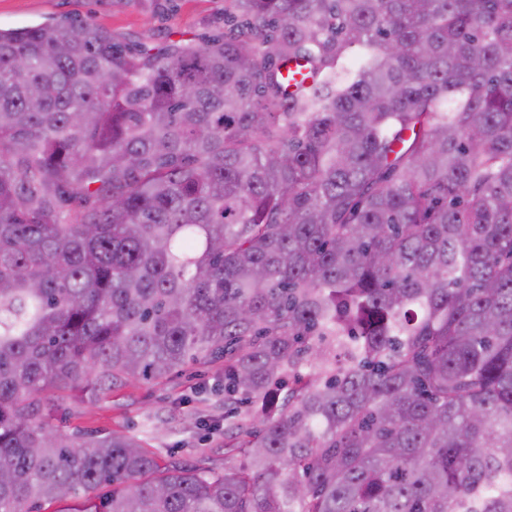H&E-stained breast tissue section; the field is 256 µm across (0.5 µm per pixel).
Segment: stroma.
Listing matches in <instances>:
<instances>
[{
	"instance_id": "stroma-1",
	"label": "stroma",
	"mask_w": 512,
	"mask_h": 512,
	"mask_svg": "<svg viewBox=\"0 0 512 512\" xmlns=\"http://www.w3.org/2000/svg\"><path fill=\"white\" fill-rule=\"evenodd\" d=\"M66 16L91 21L130 43L158 45L169 38L223 30L224 0H174L173 9L164 11L152 0H0V28L50 23ZM223 375L220 364L191 365L163 383L135 381L92 400L79 392L65 393L52 422L64 433L127 431L155 455L173 452L192 465L205 457L220 471L224 402L212 388ZM202 419L215 422V429H199Z\"/></svg>"
}]
</instances>
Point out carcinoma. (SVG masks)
<instances>
[{
	"mask_svg": "<svg viewBox=\"0 0 512 512\" xmlns=\"http://www.w3.org/2000/svg\"><path fill=\"white\" fill-rule=\"evenodd\" d=\"M191 362L218 474L51 428ZM43 501L512 512V0L0 30V512Z\"/></svg>",
	"mask_w": 512,
	"mask_h": 512,
	"instance_id": "obj_1",
	"label": "carcinoma"
}]
</instances>
